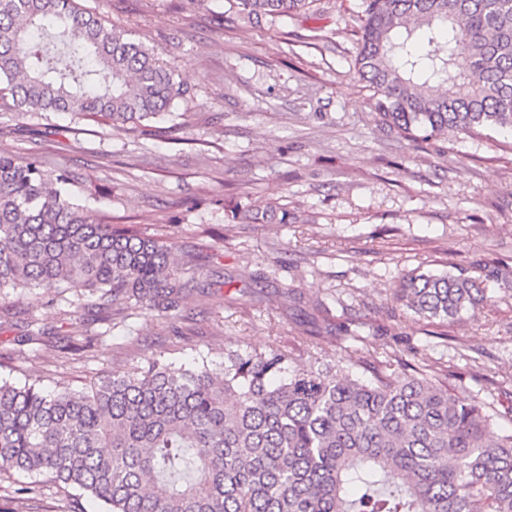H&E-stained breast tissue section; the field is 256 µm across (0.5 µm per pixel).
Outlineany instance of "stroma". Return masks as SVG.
Segmentation results:
<instances>
[{"mask_svg": "<svg viewBox=\"0 0 512 512\" xmlns=\"http://www.w3.org/2000/svg\"><path fill=\"white\" fill-rule=\"evenodd\" d=\"M81 3L156 46L191 97L148 136L0 107V149L67 169L112 223L174 242L205 289L176 320L126 303L95 324L81 316L92 296L14 290L0 378L80 387L157 358L217 364L228 348L303 365L391 357L450 374L453 395L495 410L491 433L512 429V136L408 141L382 126L355 73L365 0H314L293 18L237 0ZM459 267L506 271L475 315L446 325L392 299L405 274ZM28 481L0 476V512H98L47 480L20 493Z\"/></svg>", "mask_w": 512, "mask_h": 512, "instance_id": "35a3bbf8", "label": "stroma"}]
</instances>
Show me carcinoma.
Returning <instances> with one entry per match:
<instances>
[{"instance_id": "obj_1", "label": "carcinoma", "mask_w": 512, "mask_h": 512, "mask_svg": "<svg viewBox=\"0 0 512 512\" xmlns=\"http://www.w3.org/2000/svg\"><path fill=\"white\" fill-rule=\"evenodd\" d=\"M313 0H240L299 16ZM356 74L380 121L412 141L512 135V0H366ZM189 88L155 49L78 0H0V101L98 115L151 134ZM193 259L114 227L68 170L0 151V288L64 285L176 317ZM485 278L412 272L394 299L426 320L487 303ZM423 368L353 357L304 367L224 350L218 367L155 359L76 390L0 379V473L43 477L101 512H512V430Z\"/></svg>"}]
</instances>
